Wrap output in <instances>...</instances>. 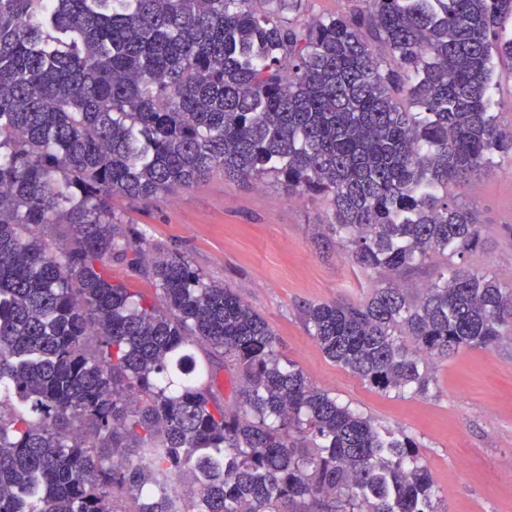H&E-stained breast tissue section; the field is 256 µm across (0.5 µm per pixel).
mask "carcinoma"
<instances>
[{
	"instance_id": "obj_1",
	"label": "carcinoma",
	"mask_w": 512,
	"mask_h": 512,
	"mask_svg": "<svg viewBox=\"0 0 512 512\" xmlns=\"http://www.w3.org/2000/svg\"><path fill=\"white\" fill-rule=\"evenodd\" d=\"M363 2L297 25L301 0H0V512H438L412 437L283 363L233 288L148 258L112 203L274 175L329 202L365 269L474 248L448 184L512 154L490 112L512 0ZM511 310L512 286L451 266L417 298L388 279L302 314L336 365L426 396L430 360L495 346ZM194 346L233 367L235 409ZM188 471L205 481L184 500ZM110 274L112 276L113 281L125 282L126 284L129 285V287L137 288L140 292H142L148 297H156V290L150 282L141 278H136L121 263L112 261Z\"/></svg>"
}]
</instances>
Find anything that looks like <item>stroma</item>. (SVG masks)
Instances as JSON below:
<instances>
[{
	"label": "stroma",
	"instance_id": "35a3bbf8",
	"mask_svg": "<svg viewBox=\"0 0 512 512\" xmlns=\"http://www.w3.org/2000/svg\"><path fill=\"white\" fill-rule=\"evenodd\" d=\"M491 110L512 129V59L495 56ZM469 206L481 238L464 257L442 256L405 273L420 293L445 262L490 270L512 285V157L497 156L476 187L449 184ZM151 253L178 251L211 280L229 285L274 331L284 361L318 387L389 430L413 437L438 491L440 512H512V337L489 349L435 360L429 396L378 393L327 358L309 335L307 303L367 302L386 277L354 264L319 227L333 221L320 197H288L279 179H226L216 171L193 187L149 203L118 197Z\"/></svg>",
	"mask_w": 512,
	"mask_h": 512
}]
</instances>
